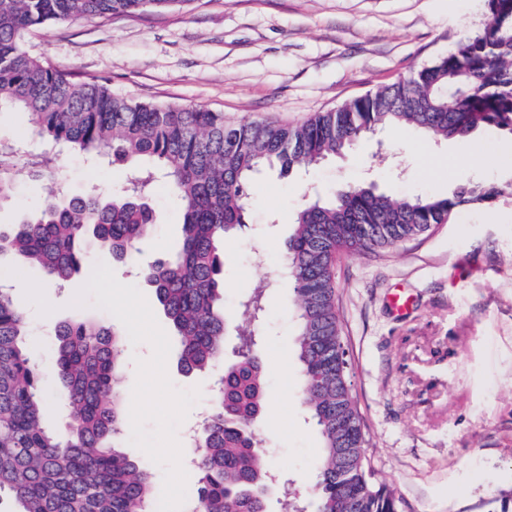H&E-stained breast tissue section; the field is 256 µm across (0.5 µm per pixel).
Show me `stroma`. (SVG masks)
<instances>
[{
	"label": "stroma",
	"mask_w": 512,
	"mask_h": 512,
	"mask_svg": "<svg viewBox=\"0 0 512 512\" xmlns=\"http://www.w3.org/2000/svg\"><path fill=\"white\" fill-rule=\"evenodd\" d=\"M488 21L486 0H190L163 14L45 25L29 32L25 48L74 74L105 78L127 99L201 106L231 124L296 125L430 64ZM57 181L74 195L116 191L125 171L72 152L47 168L19 160L15 202L0 207V227L44 208L42 187ZM475 181L512 184V137L484 128L463 141H435L386 129L308 170L256 177L251 231L224 243V313L234 316L245 295L267 284L269 399L256 434L272 473L302 500L315 496L320 436L304 410L297 326L280 276L296 211L344 184L446 197ZM151 204L155 236L131 259L90 249L83 272L63 285L9 261L5 282L26 314L39 392L58 433L69 408L56 326L88 318L123 333L119 444L152 476L148 512H186L199 478L187 434L209 413L219 374L181 372L171 325L138 275L182 238L180 205L166 182L155 184ZM334 275L365 456L398 512H512V195L462 208L396 247L343 255ZM396 290L411 298L401 316L387 303Z\"/></svg>",
	"instance_id": "35a3bbf8"
}]
</instances>
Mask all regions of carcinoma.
Instances as JSON below:
<instances>
[{
	"mask_svg": "<svg viewBox=\"0 0 512 512\" xmlns=\"http://www.w3.org/2000/svg\"><path fill=\"white\" fill-rule=\"evenodd\" d=\"M191 0H0V112L28 115L29 137L47 150V167L77 152L128 169L111 194L68 195L9 231L0 257L17 254L52 279L70 280L95 240L123 261L158 225L148 197L157 179L176 194L182 245L143 269L179 339V366L191 373L224 367L198 438L194 512H268L270 472L255 427L268 402L262 356L264 290L237 310L238 343L224 360V241L250 227V184L264 170L308 169L387 128L410 127L434 140L465 139L480 127L512 135V0H489L487 26L410 75L296 126L220 112L161 106L112 94L97 76H77L24 49L34 27L90 17L161 13ZM506 187L475 182L450 197L396 198L342 186L300 209L285 244L281 274L294 285V351L306 411L321 438L314 509L291 498V512H397L394 495L372 481L365 435L350 388L349 361L335 309L333 267L343 252H374L448 223L462 207L484 205ZM13 198L11 164L0 159V207ZM27 324L0 285V512H144L149 473L120 448L124 417V337L96 321L56 329L57 365L72 407L71 435L47 427L46 401L28 354Z\"/></svg>",
	"mask_w": 512,
	"mask_h": 512,
	"instance_id": "1",
	"label": "carcinoma"
}]
</instances>
